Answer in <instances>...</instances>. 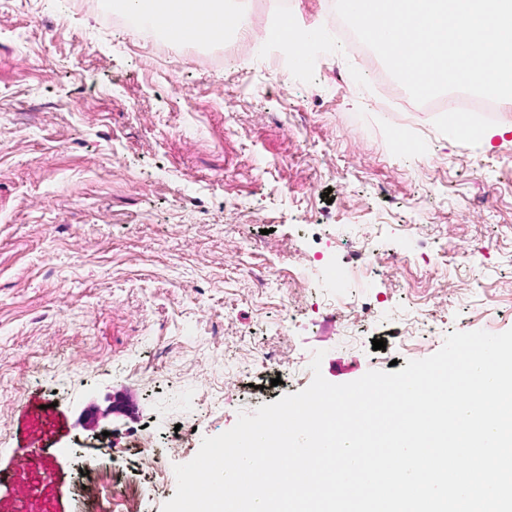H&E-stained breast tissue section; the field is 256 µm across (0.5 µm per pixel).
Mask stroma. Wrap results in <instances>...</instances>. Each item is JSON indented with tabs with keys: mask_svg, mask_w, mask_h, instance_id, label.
Returning a JSON list of instances; mask_svg holds the SVG:
<instances>
[{
	"mask_svg": "<svg viewBox=\"0 0 512 512\" xmlns=\"http://www.w3.org/2000/svg\"><path fill=\"white\" fill-rule=\"evenodd\" d=\"M112 15L0 0V512H75L73 449L99 445L102 479L161 512L175 481L128 454L144 427H193L170 471L308 387L315 351L343 384L512 329V134L463 142L439 113L375 111L333 48L228 65L223 45L163 51ZM109 395L129 413L93 433L82 412Z\"/></svg>",
	"mask_w": 512,
	"mask_h": 512,
	"instance_id": "obj_1",
	"label": "stroma"
}]
</instances>
